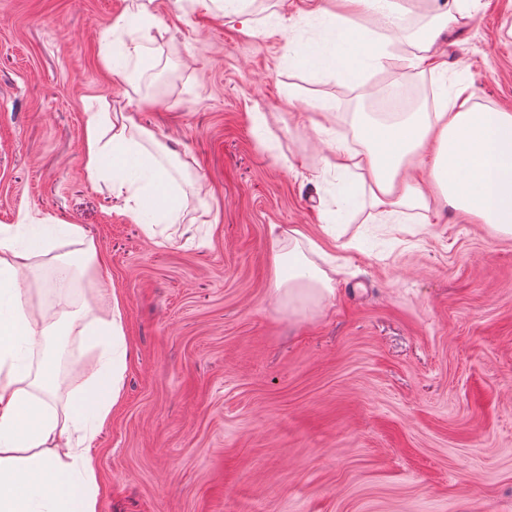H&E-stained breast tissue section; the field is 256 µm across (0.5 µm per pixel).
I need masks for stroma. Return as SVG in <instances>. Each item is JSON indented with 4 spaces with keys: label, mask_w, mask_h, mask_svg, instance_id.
Segmentation results:
<instances>
[{
    "label": "stroma",
    "mask_w": 512,
    "mask_h": 512,
    "mask_svg": "<svg viewBox=\"0 0 512 512\" xmlns=\"http://www.w3.org/2000/svg\"><path fill=\"white\" fill-rule=\"evenodd\" d=\"M132 0H0V231L77 224L96 271L71 270L73 304L119 298L129 357L121 399L86 443L98 512H512V237L432 199L408 224L374 209L336 220V140L358 146L361 117L410 65L415 31L437 13L412 0L383 70L354 87L305 68L318 41L309 0H250L251 29L222 0H154L145 53L156 96L112 74V25ZM434 49L447 85L512 113V0H482ZM123 111L183 200L158 237L84 167L88 111ZM335 224V237L324 225ZM297 227L312 261L339 264L327 304L274 288V239ZM85 241L57 237L34 258L33 314L58 298L55 260ZM65 385L93 379L101 346L47 337Z\"/></svg>",
    "instance_id": "obj_1"
}]
</instances>
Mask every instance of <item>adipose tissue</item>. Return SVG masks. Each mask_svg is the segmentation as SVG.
Listing matches in <instances>:
<instances>
[{"label": "adipose tissue", "instance_id": "adipose-tissue-1", "mask_svg": "<svg viewBox=\"0 0 512 512\" xmlns=\"http://www.w3.org/2000/svg\"><path fill=\"white\" fill-rule=\"evenodd\" d=\"M342 11L329 14L324 39L303 47L307 64L332 71L348 84L363 86L367 70L383 67L389 57L386 41L354 27V16L371 13L399 28L400 0H342ZM132 123L124 112H91L85 125L84 160L90 179L112 172V189L123 192L136 177L145 188L128 213L143 222L154 213L156 224H175L182 202L171 189L161 162L129 135ZM361 148L334 146L336 166L359 171L373 208L427 211L431 202L411 169L422 151L435 146L433 185L452 208L476 218L504 235L512 234V113L472 105L457 93L441 108L410 112L400 121L359 125ZM156 224H144L154 234ZM54 229L31 225L24 239L0 235V512H97L98 485L93 460L82 447L85 436L101 428L121 397L128 359L119 300H112L108 318H89V305L70 315L82 323L104 352L94 381L74 397L66 412L54 398L64 380L56 359L28 356L56 320H34L28 308L26 269L31 258L49 252ZM304 234L287 233L288 248L274 254L275 284L289 297L332 299L330 278L304 254Z\"/></svg>", "mask_w": 512, "mask_h": 512}]
</instances>
